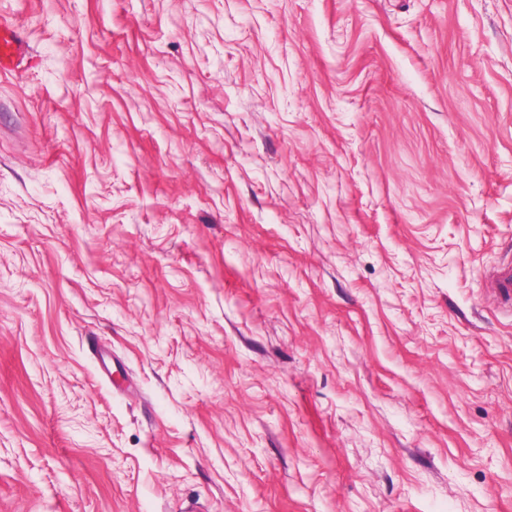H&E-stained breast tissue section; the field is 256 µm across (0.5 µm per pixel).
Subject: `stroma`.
<instances>
[{"mask_svg":"<svg viewBox=\"0 0 512 512\" xmlns=\"http://www.w3.org/2000/svg\"><path fill=\"white\" fill-rule=\"evenodd\" d=\"M1 16L0 512H512V0ZM26 44L8 19L0 18V75L12 74L26 55Z\"/></svg>","mask_w":512,"mask_h":512,"instance_id":"stroma-1","label":"stroma"}]
</instances>
